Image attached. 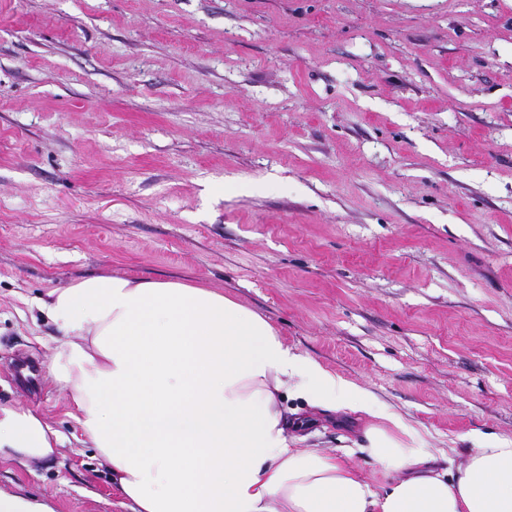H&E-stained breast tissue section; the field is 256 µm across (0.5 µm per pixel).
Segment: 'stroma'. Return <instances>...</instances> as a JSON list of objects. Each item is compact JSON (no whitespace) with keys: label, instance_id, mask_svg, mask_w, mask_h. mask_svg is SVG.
<instances>
[{"label":"stroma","instance_id":"1","mask_svg":"<svg viewBox=\"0 0 512 512\" xmlns=\"http://www.w3.org/2000/svg\"><path fill=\"white\" fill-rule=\"evenodd\" d=\"M108 273L257 311L440 468L512 444V0H0V404L61 434L0 489L54 512H132L35 308ZM364 429L305 445L380 490Z\"/></svg>","mask_w":512,"mask_h":512}]
</instances>
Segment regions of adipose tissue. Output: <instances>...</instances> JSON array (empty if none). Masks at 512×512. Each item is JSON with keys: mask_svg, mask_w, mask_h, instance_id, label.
<instances>
[{"mask_svg": "<svg viewBox=\"0 0 512 512\" xmlns=\"http://www.w3.org/2000/svg\"><path fill=\"white\" fill-rule=\"evenodd\" d=\"M40 308L60 331L51 373L68 415L134 512H512V445L438 468L402 418L223 292L106 274ZM291 393L373 419L383 491L340 455L299 448ZM59 440L31 409L0 405V458L47 459Z\"/></svg>", "mask_w": 512, "mask_h": 512, "instance_id": "ef3b65f1", "label": "adipose tissue"}]
</instances>
